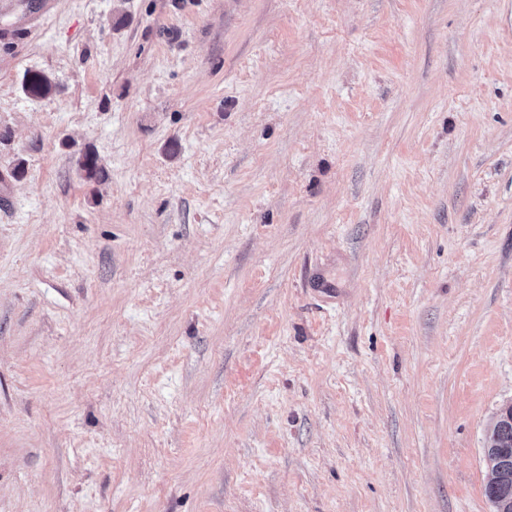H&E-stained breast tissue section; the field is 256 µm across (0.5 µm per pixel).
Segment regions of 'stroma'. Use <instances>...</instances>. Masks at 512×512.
I'll return each mask as SVG.
<instances>
[{"label": "stroma", "mask_w": 512, "mask_h": 512, "mask_svg": "<svg viewBox=\"0 0 512 512\" xmlns=\"http://www.w3.org/2000/svg\"><path fill=\"white\" fill-rule=\"evenodd\" d=\"M510 403L512 0H0V512H492ZM22 89L31 97L46 98L53 92V84L42 72H28L23 78Z\"/></svg>", "instance_id": "35a3bbf8"}]
</instances>
